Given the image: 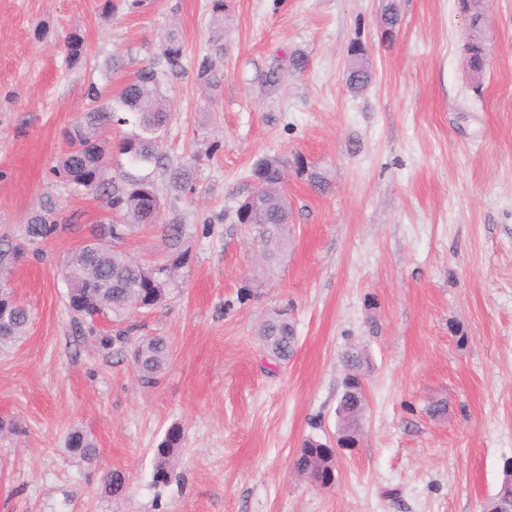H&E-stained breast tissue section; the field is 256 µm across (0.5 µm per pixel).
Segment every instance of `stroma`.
I'll return each mask as SVG.
<instances>
[{"instance_id": "35a3bbf8", "label": "stroma", "mask_w": 512, "mask_h": 512, "mask_svg": "<svg viewBox=\"0 0 512 512\" xmlns=\"http://www.w3.org/2000/svg\"><path fill=\"white\" fill-rule=\"evenodd\" d=\"M225 2L219 18L212 0L136 12L0 0V239L19 238L45 202L60 216L7 273L32 320L0 353V418L26 431L0 442V512H486L512 462V0L485 2L477 79L456 0H395L390 41L385 0ZM172 31L185 57L162 87L160 140L196 174L183 193L163 170L150 178L157 221L184 225L187 258L161 306L97 324L168 338L172 356L145 387L129 349H98L65 304L57 269L112 216L53 168L89 86L120 91ZM72 32L86 48L73 66ZM218 44L206 86L196 63ZM356 44L373 69L359 94L346 82ZM298 155L330 193L296 171ZM269 156L288 164L289 203L288 250L271 262L236 219ZM283 309L297 345L275 366L259 332ZM355 349L369 361L360 440L322 488L294 459L305 440L335 441ZM174 425L178 462L157 486L154 450ZM73 427L94 436L93 463L65 447ZM114 469L130 478L120 499L103 490Z\"/></svg>"}]
</instances>
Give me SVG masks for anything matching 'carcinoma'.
<instances>
[{"label": "carcinoma", "instance_id": "1", "mask_svg": "<svg viewBox=\"0 0 512 512\" xmlns=\"http://www.w3.org/2000/svg\"><path fill=\"white\" fill-rule=\"evenodd\" d=\"M65 47L71 64H78L84 54V39L78 33L70 34ZM224 47L217 45L214 53L204 55L198 62L199 78L208 80L216 71L223 56ZM348 83L351 89L360 91L371 81L372 71L364 61V54L352 53ZM184 48L175 31L168 33L157 56L147 65L134 72L133 77L119 92V104L123 111L134 114L144 134L128 137L112 145L104 137L107 121H125L115 117L116 110L97 106L103 99L102 90L90 86L88 99L93 106L82 113L74 126L67 131L69 150L61 158L54 173L67 182L105 197L106 206L126 220L124 224H106L100 233L86 241L61 265L59 274L67 286V302L76 316L84 321H94L103 316L117 318L134 310L152 309L161 305L167 297V288L176 272L184 265V252L180 250L183 227L180 224H164L161 232L167 253L153 265L134 261L118 249L130 227L156 223L159 210L158 197L149 176H135L126 171L110 172L112 156L117 153L128 158L133 166L163 164L165 155L160 152L156 133L167 124L170 113L162 97V82L182 70ZM284 162L271 156L260 160L252 170V177L262 188L260 193L238 209L241 224H254L262 229L265 255L277 256L288 245L285 226L288 224L286 199L280 192L284 179ZM195 166L192 163H176L170 166L169 179L177 190L192 187ZM312 189L320 194L330 191V183L318 169L308 175ZM59 222L55 208L47 204L31 215L27 221L25 240L6 243L0 249V265L7 266L24 257L28 250L38 251L37 245L50 238ZM31 320L29 310L9 295L0 297V350L14 346L26 333ZM260 336L265 352L274 360L287 362L295 352V331L288 319L278 314L263 324ZM95 344L104 351L131 342L128 331L115 335L102 334L94 337ZM171 354L169 342L160 336L142 337L133 344L131 355L138 381L145 387L156 383L157 376L167 364ZM365 405V393L354 389L342 393L336 412L338 419L347 421L361 415ZM181 443V429L169 428L164 439L155 449L153 481L165 484L175 466ZM65 446L87 463L97 457V446L90 433L82 428L68 432ZM335 450L324 443L309 439L304 442L294 466L315 480V484L327 488L335 482L328 469V460ZM103 489L111 497L124 495L129 489L125 472L112 470L103 480Z\"/></svg>", "mask_w": 512, "mask_h": 512}]
</instances>
